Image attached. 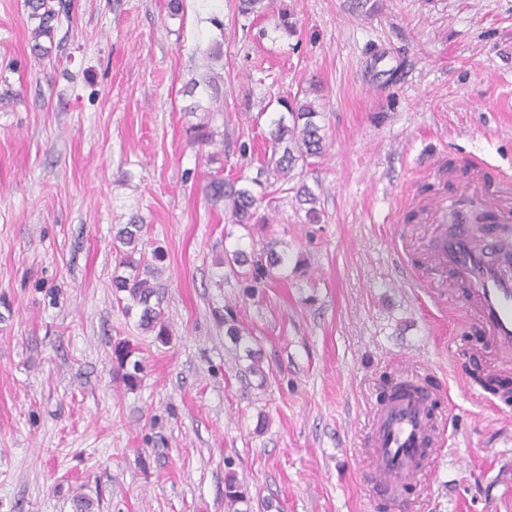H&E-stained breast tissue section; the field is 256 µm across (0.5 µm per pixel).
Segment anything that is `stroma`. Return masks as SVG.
I'll return each instance as SVG.
<instances>
[{
    "label": "stroma",
    "mask_w": 512,
    "mask_h": 512,
    "mask_svg": "<svg viewBox=\"0 0 512 512\" xmlns=\"http://www.w3.org/2000/svg\"><path fill=\"white\" fill-rule=\"evenodd\" d=\"M167 3L74 0L52 64L24 0H0V512H230V471L239 512H512V400L467 372L512 378V357L449 321L466 302L428 263L444 227L409 217L473 158L512 175V0H275L288 38L237 0ZM301 89L325 154L269 186L266 225L232 223L208 176H255L277 97ZM202 124L223 142L194 143ZM133 222L166 254L165 345L113 296V227ZM255 241L298 272L216 287L225 251ZM227 304L263 376L225 347ZM386 374L432 383L444 438L387 491L366 446ZM132 353L131 347L127 343L119 342L115 345L113 355L119 367L124 371L121 374L122 380L129 386L134 387L139 380L138 374L142 371V367L138 361L132 363V370L127 369L128 359Z\"/></svg>",
    "instance_id": "1"
}]
</instances>
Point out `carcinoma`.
<instances>
[{"instance_id": "carcinoma-1", "label": "carcinoma", "mask_w": 512, "mask_h": 512, "mask_svg": "<svg viewBox=\"0 0 512 512\" xmlns=\"http://www.w3.org/2000/svg\"><path fill=\"white\" fill-rule=\"evenodd\" d=\"M29 10V18L36 21L32 29L29 43L30 54L40 61L52 60L54 35L61 15H69L71 0H25ZM270 9L268 0H238V13L243 16L265 14ZM275 29L281 35L288 37L297 33L296 22L291 14L280 11ZM277 104L284 113L271 118L268 137L265 138L271 155L260 171V176L250 180V185L239 184V179L226 180L222 176H212L204 185L206 198L213 204L224 203L228 208L232 223L253 224L258 220V211L267 195L265 182L261 177H286L299 163L308 164V159L320 157L326 151V139L323 126L316 122L318 111L313 102L299 98V95L280 96ZM261 188L256 192L255 188ZM295 199L300 204H307L306 218L309 223L320 222V211L316 208L317 195L306 184L296 188ZM144 226L141 224H125L118 229L114 236V249L118 266L125 269V274L112 279V287L116 292L127 294L128 302L124 306L126 315H132L133 309H139L138 326L146 332L155 333V339L169 342L168 329L163 320L159 304L151 303L152 297L158 294L156 279L159 273L158 264L165 259L162 249L156 247L151 251V257L139 249L142 243ZM230 269H243L242 280L247 287L254 288L264 282L288 279V255L281 254L271 243L252 246L250 251L236 248L224 251V259L216 263L217 271L213 274L217 286L224 285V266ZM218 323L225 327V336L229 338L235 351H243L250 360L247 370L253 374L260 373L261 350L250 345L251 333L242 328L236 314L230 306L216 313ZM132 353L127 343L115 345L113 355L117 364L123 370L122 380L130 387L139 380L142 367L139 362L127 369L128 359ZM470 374L487 390L498 391L507 395L512 392V382L499 377L485 374L476 365L470 369ZM224 497L230 503L241 501L247 497V492L237 480L229 476L224 482Z\"/></svg>"}]
</instances>
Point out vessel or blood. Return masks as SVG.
<instances>
[{"label": "vessel or blood", "mask_w": 512, "mask_h": 512, "mask_svg": "<svg viewBox=\"0 0 512 512\" xmlns=\"http://www.w3.org/2000/svg\"><path fill=\"white\" fill-rule=\"evenodd\" d=\"M476 170L465 196L432 203L430 223L459 221L465 212L475 210L502 222L512 220V208L506 206L504 196L487 189L484 164H477ZM431 258L435 268L452 269L469 285L478 316L487 325L494 343L511 350L512 273L493 263L484 242L467 231L435 240ZM427 409L426 394L415 391L380 407L374 415L370 445L381 487L405 481L420 471L431 455L435 426Z\"/></svg>", "instance_id": "obj_1"}]
</instances>
